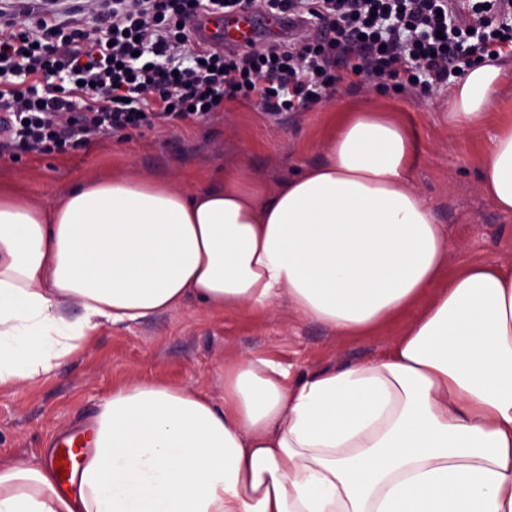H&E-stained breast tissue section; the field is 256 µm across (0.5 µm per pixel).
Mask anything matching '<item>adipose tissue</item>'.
Returning <instances> with one entry per match:
<instances>
[{
  "label": "adipose tissue",
  "mask_w": 512,
  "mask_h": 512,
  "mask_svg": "<svg viewBox=\"0 0 512 512\" xmlns=\"http://www.w3.org/2000/svg\"><path fill=\"white\" fill-rule=\"evenodd\" d=\"M504 67L469 69L448 122L481 128ZM416 143L388 112H344L326 157L268 189L238 167L207 186L78 181L56 204L0 186V390L51 374L104 325L192 303L365 336L419 315L386 353L291 377L225 364L222 403L124 384L90 422L61 492L50 466L0 464V512H512V269H448V232L414 186ZM512 213V113L481 160Z\"/></svg>",
  "instance_id": "adipose-tissue-1"
}]
</instances>
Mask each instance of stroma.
<instances>
[{
    "instance_id": "1",
    "label": "stroma",
    "mask_w": 512,
    "mask_h": 512,
    "mask_svg": "<svg viewBox=\"0 0 512 512\" xmlns=\"http://www.w3.org/2000/svg\"><path fill=\"white\" fill-rule=\"evenodd\" d=\"M448 93L445 87L402 93L358 78L338 84L328 99L304 111L279 114L238 97L225 100L208 120L162 123L74 152H5L0 182L17 184L32 203L49 206L80 179L119 173L189 189L206 185L219 167L237 164L273 188L324 159L334 110L355 105L395 113L409 127L419 151L412 180L448 229L449 270L471 260L512 268V215L499 212L480 191V162L494 127L453 129L444 110ZM416 315L412 309L372 335L343 337L297 318L282 299L257 316L214 318L187 304L129 326H103L49 378L0 391V463L45 462L47 449L83 432L86 420L121 385L157 379L219 402L225 363L257 354L294 377L351 365L388 350Z\"/></svg>"
}]
</instances>
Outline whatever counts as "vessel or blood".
Segmentation results:
<instances>
[{"label":"vessel or blood","mask_w":512,"mask_h":512,"mask_svg":"<svg viewBox=\"0 0 512 512\" xmlns=\"http://www.w3.org/2000/svg\"><path fill=\"white\" fill-rule=\"evenodd\" d=\"M289 24L288 18L269 20L265 29H258L256 19L250 13H234L222 17L205 16L192 25V40L213 47H243L256 40L258 35L272 38Z\"/></svg>","instance_id":"obj_1"}]
</instances>
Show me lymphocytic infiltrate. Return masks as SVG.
Returning <instances> with one entry per match:
<instances>
[{"label":"lymphocytic infiltrate","mask_w":512,"mask_h":512,"mask_svg":"<svg viewBox=\"0 0 512 512\" xmlns=\"http://www.w3.org/2000/svg\"><path fill=\"white\" fill-rule=\"evenodd\" d=\"M265 4L300 37L221 51L193 43L192 18L243 11L244 0H104L90 19L80 6L64 22L51 10L1 20L0 152H64L159 121H203L228 95L297 112L345 75L429 89L512 49V0Z\"/></svg>","instance_id":"lymphocytic-infiltrate-1"}]
</instances>
